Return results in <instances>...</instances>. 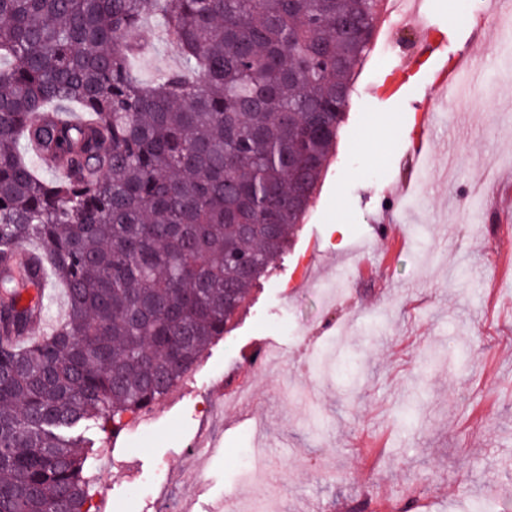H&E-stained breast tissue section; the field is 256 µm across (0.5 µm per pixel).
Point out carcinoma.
Returning a JSON list of instances; mask_svg holds the SVG:
<instances>
[{
	"label": "carcinoma",
	"instance_id": "1",
	"mask_svg": "<svg viewBox=\"0 0 512 512\" xmlns=\"http://www.w3.org/2000/svg\"><path fill=\"white\" fill-rule=\"evenodd\" d=\"M384 0H0V512H95L86 422L231 332L318 192ZM154 19L183 63L134 57ZM61 172L52 181L36 168ZM67 316L43 314L40 268ZM54 282V281H53ZM52 302L45 301V315L47 317V324L37 327L33 331V336H41L49 330L51 325L58 322L65 316V288L64 286L54 282Z\"/></svg>",
	"mask_w": 512,
	"mask_h": 512
}]
</instances>
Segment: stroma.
<instances>
[{"label":"stroma","mask_w":512,"mask_h":512,"mask_svg":"<svg viewBox=\"0 0 512 512\" xmlns=\"http://www.w3.org/2000/svg\"><path fill=\"white\" fill-rule=\"evenodd\" d=\"M458 0H424L434 51L406 76L402 94L380 88L394 49L415 34L380 31L357 82L313 207L270 274L252 288L236 328L183 380L174 404L157 403L154 432L116 441L99 491L121 512H153L133 494L142 477L168 474L181 512L228 499L232 512L273 499L278 512H512V93L485 83L448 105L452 127L422 149L433 172L418 179L411 152L425 121L416 104L431 69L467 61L512 67L491 28L451 23ZM135 62L143 83L179 68V47L158 25ZM374 116L397 118L391 136ZM409 201L391 200L405 178ZM342 219L348 245L334 248ZM363 245L368 271L339 277ZM283 352L255 364L261 345ZM360 366L337 378V356ZM245 385L243 400L210 415L204 401ZM202 449L200 480L185 453Z\"/></svg>","instance_id":"obj_1"}]
</instances>
